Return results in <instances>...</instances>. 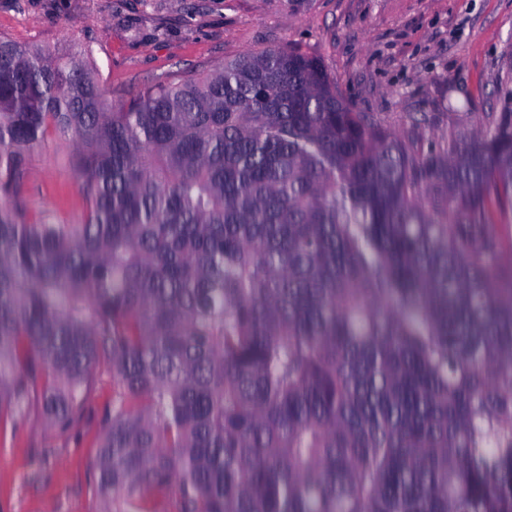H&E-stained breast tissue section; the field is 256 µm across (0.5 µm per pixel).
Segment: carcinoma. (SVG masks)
<instances>
[{
  "mask_svg": "<svg viewBox=\"0 0 512 512\" xmlns=\"http://www.w3.org/2000/svg\"><path fill=\"white\" fill-rule=\"evenodd\" d=\"M58 142L79 224L27 205ZM495 208L511 112L434 168L299 51L115 110L90 48L0 36V426L69 432L104 369L100 512H512Z\"/></svg>",
  "mask_w": 512,
  "mask_h": 512,
  "instance_id": "carcinoma-1",
  "label": "carcinoma"
}]
</instances>
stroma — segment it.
Returning <instances> with one entry per match:
<instances>
[{"label":"stroma","instance_id":"obj_1","mask_svg":"<svg viewBox=\"0 0 512 512\" xmlns=\"http://www.w3.org/2000/svg\"><path fill=\"white\" fill-rule=\"evenodd\" d=\"M0 35L59 54L92 46L113 106L251 52L318 59L346 103L421 159L512 112V0H0ZM70 144L34 152L32 211L80 223ZM101 427L66 434L36 412L0 430V512H97Z\"/></svg>","mask_w":512,"mask_h":512}]
</instances>
